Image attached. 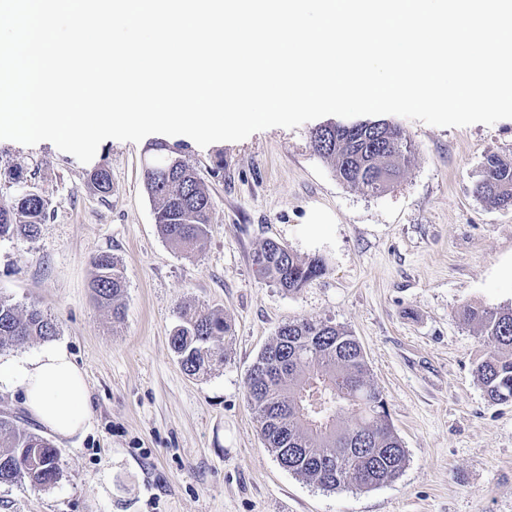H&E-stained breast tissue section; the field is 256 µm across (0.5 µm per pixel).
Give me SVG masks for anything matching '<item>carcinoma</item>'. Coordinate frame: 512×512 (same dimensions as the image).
Wrapping results in <instances>:
<instances>
[{
  "mask_svg": "<svg viewBox=\"0 0 512 512\" xmlns=\"http://www.w3.org/2000/svg\"><path fill=\"white\" fill-rule=\"evenodd\" d=\"M315 150L333 161L336 177L372 193L385 191L410 163L412 144L387 122L325 125L312 134ZM144 185L155 202V223L162 236L187 253L201 250L210 232L212 198L197 171L163 145L151 148ZM87 182L100 195L112 192L109 169L99 165ZM475 193L502 208H512V158L488 154ZM50 203L38 192L0 199V239L34 238L48 218ZM260 274L291 293L326 269L322 258L301 259L286 246L269 241L253 258ZM92 288L97 303L121 319L125 280L109 252L93 257ZM474 324L492 349L477 362L475 374L492 404L512 402V308L468 307ZM58 323L32 304L21 308L0 297V348L49 340ZM230 331L224 312L185 306L169 336L184 371L196 375L224 361L223 338ZM361 345L329 321L294 319L265 346L246 381L248 401L266 448L289 472L336 490L355 485L370 489L397 479L406 453L389 419L387 401L366 379ZM348 414L346 422L338 413ZM60 477L58 451L47 438L23 431L0 415V485L28 480L35 488Z\"/></svg>",
  "mask_w": 512,
  "mask_h": 512,
  "instance_id": "cac0c4a2",
  "label": "carcinoma"
}]
</instances>
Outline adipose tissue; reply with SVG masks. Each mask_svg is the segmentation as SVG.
Returning a JSON list of instances; mask_svg holds the SVG:
<instances>
[{
    "mask_svg": "<svg viewBox=\"0 0 512 512\" xmlns=\"http://www.w3.org/2000/svg\"><path fill=\"white\" fill-rule=\"evenodd\" d=\"M2 388L20 389L32 417L59 437L89 423V387L66 343L50 344L32 356L0 358Z\"/></svg>",
    "mask_w": 512,
    "mask_h": 512,
    "instance_id": "1",
    "label": "adipose tissue"
}]
</instances>
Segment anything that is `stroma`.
<instances>
[{"label":"stroma","mask_w":512,"mask_h":512,"mask_svg":"<svg viewBox=\"0 0 512 512\" xmlns=\"http://www.w3.org/2000/svg\"><path fill=\"white\" fill-rule=\"evenodd\" d=\"M388 121L415 154L378 194L337 178L312 147L314 120L204 148L184 135L108 139L89 165L48 141L0 139V162L51 203L37 238L0 240V296L55 318L90 389L87 429L53 441L57 483L0 486V512H512V404L486 400L474 367L488 344L461 315L512 307V209L475 193L484 156L512 155V119ZM157 143L180 149L210 190L200 252L155 223L144 163ZM94 164L112 174L109 196L87 184ZM316 209L331 223H307ZM268 241L322 257L325 273L293 293L277 288L253 261ZM103 251L126 282L119 322L90 288ZM187 304L223 310L230 326L223 362L194 377L169 345ZM293 319L358 338L406 451L395 481L327 491L265 447L246 380Z\"/></svg>","instance_id":"stroma-1"}]
</instances>
